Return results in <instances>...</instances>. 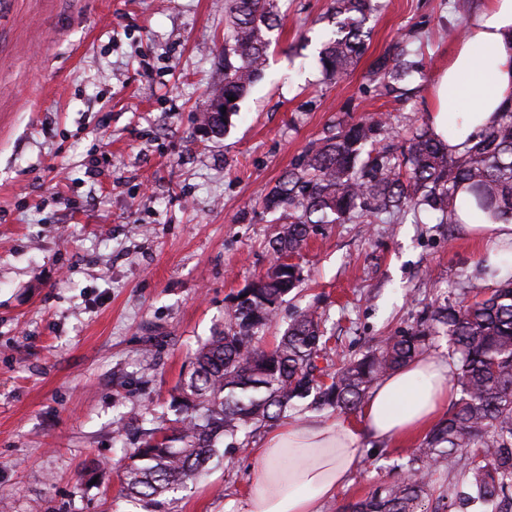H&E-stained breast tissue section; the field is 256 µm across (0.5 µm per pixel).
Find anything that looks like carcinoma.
Listing matches in <instances>:
<instances>
[{
    "instance_id": "cac0c4a2",
    "label": "carcinoma",
    "mask_w": 512,
    "mask_h": 512,
    "mask_svg": "<svg viewBox=\"0 0 512 512\" xmlns=\"http://www.w3.org/2000/svg\"><path fill=\"white\" fill-rule=\"evenodd\" d=\"M280 0H228L224 38V112L205 111L200 128L218 137L259 77L276 27ZM378 0H333L332 29L320 43L318 63L332 80L364 56L369 22ZM411 30L369 65L374 93L403 105L412 98L411 78L426 57ZM405 135L393 130L391 114L370 113L336 124L310 141L292 167L263 196L264 208L280 213L269 239L280 256L299 252L312 224L396 223L411 212L439 224H461L459 208L492 219L512 218V99L497 124L460 155L435 139L420 119ZM300 274L279 263L234 298L224 328L194 354L191 368L171 396L176 418L145 435L125 457L126 494L153 510L160 498L195 481L217 456L224 437L279 420L288 407L312 398L317 408L358 411L370 389L416 357L431 337H448L453 381L460 396L408 460L406 472L343 512H512V280L471 303L438 302L416 326L385 337L358 358H344L324 380L317 361L326 356L320 316L296 313L270 349L257 334L270 324ZM452 462L453 481L438 496L431 476L441 459Z\"/></svg>"
}]
</instances>
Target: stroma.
Instances as JSON below:
<instances>
[{
  "label": "stroma",
  "mask_w": 512,
  "mask_h": 512,
  "mask_svg": "<svg viewBox=\"0 0 512 512\" xmlns=\"http://www.w3.org/2000/svg\"><path fill=\"white\" fill-rule=\"evenodd\" d=\"M453 0H380L368 50L329 81L315 40L331 0H280L261 79L225 136L197 117L224 84L225 0H0V512H147L119 459L173 416L171 395L232 298L276 261L261 195L352 116L427 115L457 43ZM432 61L405 111L367 94L371 59L417 21ZM483 241L430 217L321 224L291 260L301 282L258 336L316 307L331 359L472 301L496 280ZM422 438L364 455L323 512L398 478ZM249 449L226 453L165 512H237Z\"/></svg>",
  "instance_id": "stroma-1"
}]
</instances>
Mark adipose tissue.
<instances>
[{"mask_svg":"<svg viewBox=\"0 0 512 512\" xmlns=\"http://www.w3.org/2000/svg\"><path fill=\"white\" fill-rule=\"evenodd\" d=\"M512 96V0H488L463 28L431 91L429 128L456 152L477 140ZM453 400L450 370L414 359L371 390L359 422L297 417L266 431L241 512H322L360 466L367 440L405 441L427 430Z\"/></svg>","mask_w":512,"mask_h":512,"instance_id":"ef3b65f1","label":"adipose tissue"}]
</instances>
